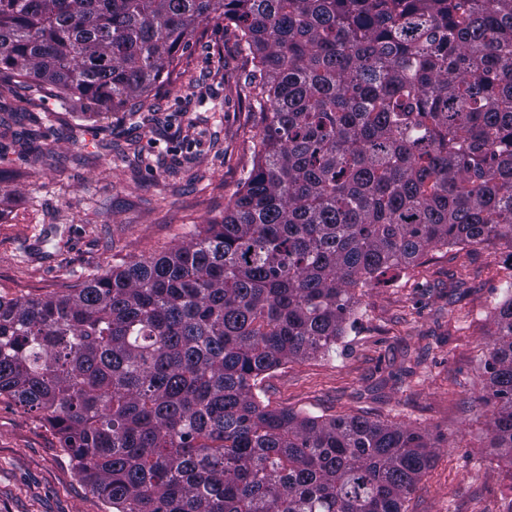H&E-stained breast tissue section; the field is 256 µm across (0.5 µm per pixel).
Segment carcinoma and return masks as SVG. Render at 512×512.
Masks as SVG:
<instances>
[{"mask_svg": "<svg viewBox=\"0 0 512 512\" xmlns=\"http://www.w3.org/2000/svg\"><path fill=\"white\" fill-rule=\"evenodd\" d=\"M215 20L262 125L242 190L168 252L0 296V396L42 412L110 512H403L423 434L257 387L335 351L355 289L438 246H512V0H0V87L113 111ZM484 370L512 465V280Z\"/></svg>", "mask_w": 512, "mask_h": 512, "instance_id": "obj_1", "label": "carcinoma"}]
</instances>
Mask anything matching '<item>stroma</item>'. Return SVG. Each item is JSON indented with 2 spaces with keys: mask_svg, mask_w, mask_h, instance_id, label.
<instances>
[{
  "mask_svg": "<svg viewBox=\"0 0 512 512\" xmlns=\"http://www.w3.org/2000/svg\"><path fill=\"white\" fill-rule=\"evenodd\" d=\"M248 78L233 30L212 22L146 111L82 114L24 85L0 94V295L59 292L222 220L262 130ZM511 275L507 244L436 248L357 289L335 353L270 371L260 397L428 436L436 456L406 512H501L512 474L489 448L482 367ZM0 512H105L39 412L1 397Z\"/></svg>",
  "mask_w": 512,
  "mask_h": 512,
  "instance_id": "stroma-1",
  "label": "stroma"
}]
</instances>
